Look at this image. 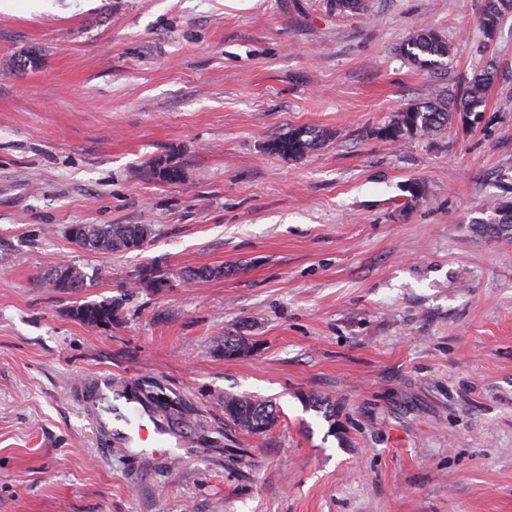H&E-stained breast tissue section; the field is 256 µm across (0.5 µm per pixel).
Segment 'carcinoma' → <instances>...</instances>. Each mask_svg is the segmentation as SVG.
I'll use <instances>...</instances> for the list:
<instances>
[{"label": "carcinoma", "instance_id": "cac0c4a2", "mask_svg": "<svg viewBox=\"0 0 512 512\" xmlns=\"http://www.w3.org/2000/svg\"><path fill=\"white\" fill-rule=\"evenodd\" d=\"M330 7L338 14L365 11L364 0H330ZM512 12V0H482L479 25L486 39L496 36L503 17ZM402 53L417 69L425 72L442 64L451 55V46L442 35L430 28L418 29L402 47ZM495 70L490 64L477 69L465 90L459 94L436 95L411 105L398 113L387 124L377 128L375 135L390 143L410 138H427L448 128L454 115L480 118L487 87L494 81ZM327 132L313 127H297L269 141L266 151L283 160L298 161L318 149ZM151 175L162 182L181 179V168L170 159L159 158L151 165ZM488 218L478 222L479 232L488 237L512 239V209L501 202L491 201L486 206ZM150 235L145 224H85L83 248L96 252H122L139 248ZM145 288H159L166 283L164 274L154 266H146L140 275ZM114 310L105 303H85L72 310L74 319L91 326L112 324ZM253 345L247 338L224 337V355L239 356L250 351ZM141 397L157 411L175 417L183 406L178 396L169 394L160 385L145 381L135 386ZM224 415L250 433L268 431L277 421V410L269 401H259L245 395L224 396Z\"/></svg>", "mask_w": 512, "mask_h": 512}]
</instances>
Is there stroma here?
Here are the masks:
<instances>
[{"instance_id": "obj_1", "label": "stroma", "mask_w": 512, "mask_h": 512, "mask_svg": "<svg viewBox=\"0 0 512 512\" xmlns=\"http://www.w3.org/2000/svg\"><path fill=\"white\" fill-rule=\"evenodd\" d=\"M328 2L0 0V512H512V240L474 230L512 203V13L489 41L481 0ZM424 25L453 48L429 74L400 53ZM486 62L480 124L375 137ZM299 126L328 137L266 153ZM73 224L151 234L93 252ZM58 263L85 288H48ZM111 300L109 327L72 316ZM92 373L179 395L188 447L107 453L70 396ZM228 393L275 426L225 419ZM327 132L313 127H297L269 141L266 151L283 160L298 161L318 149ZM276 414L271 401H259L245 395L224 396V415L250 433L268 431L277 421Z\"/></svg>"}]
</instances>
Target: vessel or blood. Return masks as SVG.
Masks as SVG:
<instances>
[{
	"label": "vessel or blood",
	"mask_w": 512,
	"mask_h": 512,
	"mask_svg": "<svg viewBox=\"0 0 512 512\" xmlns=\"http://www.w3.org/2000/svg\"><path fill=\"white\" fill-rule=\"evenodd\" d=\"M93 435L106 437L109 447L135 456L148 452L172 453L183 447L186 436L138 401L131 380L109 374L82 379L72 389Z\"/></svg>",
	"instance_id": "b4317fda"
}]
</instances>
